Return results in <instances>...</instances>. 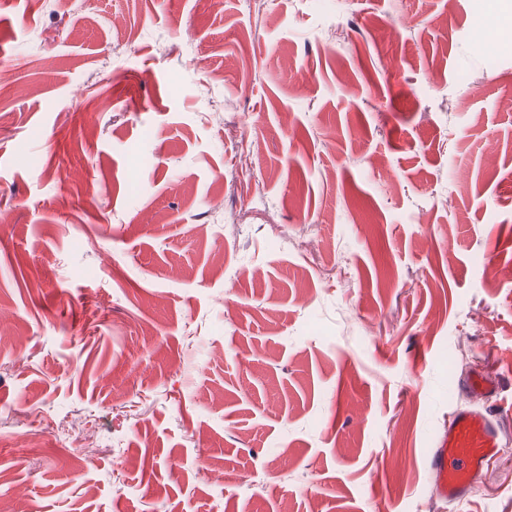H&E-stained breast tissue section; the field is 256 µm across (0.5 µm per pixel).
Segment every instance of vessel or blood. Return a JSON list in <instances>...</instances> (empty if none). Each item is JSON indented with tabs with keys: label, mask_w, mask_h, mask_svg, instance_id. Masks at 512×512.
I'll return each mask as SVG.
<instances>
[{
	"label": "vessel or blood",
	"mask_w": 512,
	"mask_h": 512,
	"mask_svg": "<svg viewBox=\"0 0 512 512\" xmlns=\"http://www.w3.org/2000/svg\"><path fill=\"white\" fill-rule=\"evenodd\" d=\"M502 428V420L490 409L453 413L427 457L434 500L458 501L476 489L489 462L505 451Z\"/></svg>",
	"instance_id": "1"
}]
</instances>
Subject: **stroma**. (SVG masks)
Here are the masks:
<instances>
[{
  "mask_svg": "<svg viewBox=\"0 0 512 512\" xmlns=\"http://www.w3.org/2000/svg\"><path fill=\"white\" fill-rule=\"evenodd\" d=\"M1 75L9 512H512L425 464L512 419V0H0ZM502 428V420L492 409L453 413L427 456L434 500L458 501L476 489L488 463L505 451Z\"/></svg>",
  "mask_w": 512,
  "mask_h": 512,
  "instance_id": "obj_1",
  "label": "stroma"
}]
</instances>
